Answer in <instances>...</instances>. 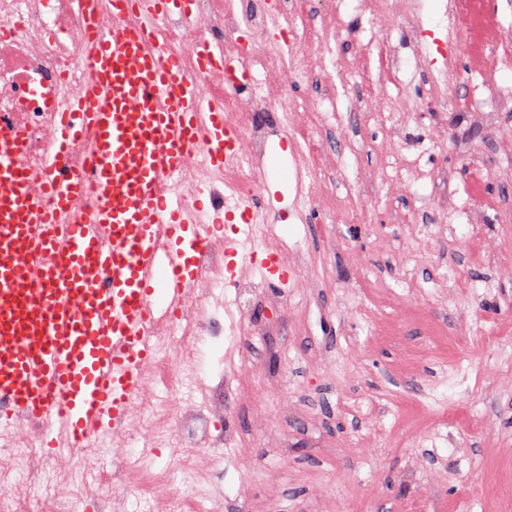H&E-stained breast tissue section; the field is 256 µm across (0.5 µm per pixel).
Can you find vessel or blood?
I'll return each mask as SVG.
<instances>
[{
    "label": "vessel or blood",
    "instance_id": "1",
    "mask_svg": "<svg viewBox=\"0 0 512 512\" xmlns=\"http://www.w3.org/2000/svg\"><path fill=\"white\" fill-rule=\"evenodd\" d=\"M87 25L76 40L81 85L39 81L26 95L52 110L40 169L0 113V433L36 422L47 454L83 450L128 428L161 322H182L202 277L199 255L224 241L227 270H258L287 287L290 272L253 234L280 209L248 196L204 203L178 191L198 163L205 187L238 158L241 135L224 98L207 93L161 37L194 35L198 71L251 76L223 43L197 34V0H74ZM111 28H104V18ZM473 53L497 27L493 0H472ZM89 142L73 168L70 146Z\"/></svg>",
    "mask_w": 512,
    "mask_h": 512
}]
</instances>
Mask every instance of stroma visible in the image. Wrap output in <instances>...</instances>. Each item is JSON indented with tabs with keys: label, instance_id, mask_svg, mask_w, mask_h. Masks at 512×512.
I'll list each match as a JSON object with an SVG mask.
<instances>
[{
	"label": "stroma",
	"instance_id": "stroma-1",
	"mask_svg": "<svg viewBox=\"0 0 512 512\" xmlns=\"http://www.w3.org/2000/svg\"><path fill=\"white\" fill-rule=\"evenodd\" d=\"M448 0H336L338 29L314 33L307 0L288 36L321 72L288 77L322 153L283 194L278 238L300 250L286 288L258 285L244 329L224 328L212 369L233 360L219 468L165 496L122 482L98 491L124 450L95 444L75 470L44 455L61 512H512V110L472 112L512 88V42L422 58L415 27L445 39ZM385 98L362 112L355 98ZM485 102L476 104L473 110L482 122L486 125H492L496 119V112L512 103V91L510 93L507 91L498 92L490 98H485Z\"/></svg>",
	"mask_w": 512,
	"mask_h": 512
}]
</instances>
